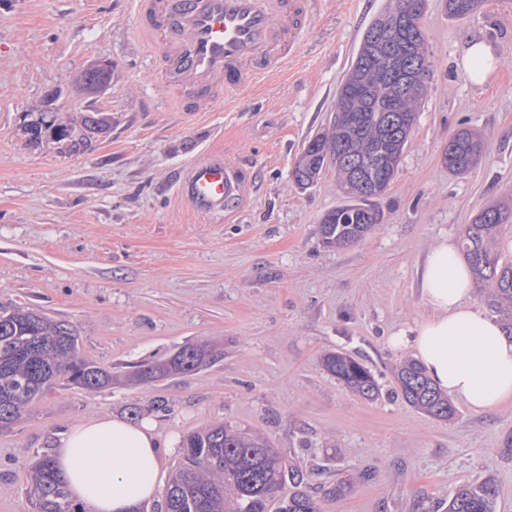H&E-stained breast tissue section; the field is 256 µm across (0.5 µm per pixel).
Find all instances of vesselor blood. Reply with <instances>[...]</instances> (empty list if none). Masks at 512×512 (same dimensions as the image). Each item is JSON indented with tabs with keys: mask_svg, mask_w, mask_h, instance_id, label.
Instances as JSON below:
<instances>
[{
	"mask_svg": "<svg viewBox=\"0 0 512 512\" xmlns=\"http://www.w3.org/2000/svg\"><path fill=\"white\" fill-rule=\"evenodd\" d=\"M132 37L158 63V78L179 111L231 101L269 74L287 68L318 0H129ZM250 178L212 154L176 181L179 197L204 217L229 216Z\"/></svg>",
	"mask_w": 512,
	"mask_h": 512,
	"instance_id": "1",
	"label": "vessel or blood"
}]
</instances>
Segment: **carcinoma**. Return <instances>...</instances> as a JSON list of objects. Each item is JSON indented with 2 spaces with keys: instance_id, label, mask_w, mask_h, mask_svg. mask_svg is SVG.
Returning a JSON list of instances; mask_svg holds the SVG:
<instances>
[{
  "instance_id": "1",
  "label": "carcinoma",
  "mask_w": 512,
  "mask_h": 512,
  "mask_svg": "<svg viewBox=\"0 0 512 512\" xmlns=\"http://www.w3.org/2000/svg\"><path fill=\"white\" fill-rule=\"evenodd\" d=\"M484 0H447L448 14L464 17L476 12ZM425 0H396L387 11L391 21L404 27L391 54V74L378 76L375 44L389 36V28L376 19L363 35L355 61L336 99V120L331 131L310 138L296 161L292 178L300 187L314 182L327 162H332L350 203L327 213L320 224L323 243L347 246L362 240L376 226L378 210L373 199L384 193L380 186L396 172L413 129L426 86L402 88L400 73L406 66L428 60L422 32L413 25L424 15ZM111 72L88 68L77 78L81 91L104 87ZM46 97L44 109L24 125L32 144L48 139L76 153L92 138L107 134L110 114L81 113L66 122ZM482 140L461 129L448 139L443 155L448 172L461 175L477 163ZM508 209L491 206L468 225L462 248L475 278L490 285L487 305L512 334V263H501L488 247L501 225L509 222ZM79 336L73 325L50 320L18 307L0 314V429L18 423L27 406L61 384L96 390L112 385V373L78 356ZM223 356L215 347L189 344L169 358L136 363L127 374L131 383L150 382L192 371ZM325 370L356 394L374 399L379 384L371 371L350 355L334 352L322 359ZM404 400L436 419L449 420L455 407L433 386L422 367L403 363L396 374ZM301 470L286 465L268 438L249 434L229 423H216L189 434L182 442L181 460L166 488L165 512H317L314 498L301 490ZM293 491L284 493L286 486ZM29 495L35 512H86L73 500L57 475L50 456H42L30 472ZM495 488L462 485L448 499L447 512H493Z\"/></svg>"
}]
</instances>
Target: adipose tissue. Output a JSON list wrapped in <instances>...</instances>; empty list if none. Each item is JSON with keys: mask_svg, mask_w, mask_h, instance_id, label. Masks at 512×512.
<instances>
[{"mask_svg": "<svg viewBox=\"0 0 512 512\" xmlns=\"http://www.w3.org/2000/svg\"><path fill=\"white\" fill-rule=\"evenodd\" d=\"M472 274L451 238L428 253L421 292L430 318L392 336L412 352L440 390L477 413L512 400V337L471 301ZM154 427L101 416L56 441L55 468L87 512H135L153 497L161 466Z\"/></svg>", "mask_w": 512, "mask_h": 512, "instance_id": "obj_1", "label": "adipose tissue"}]
</instances>
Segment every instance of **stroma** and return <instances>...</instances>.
<instances>
[{"instance_id": "35a3bbf8", "label": "stroma", "mask_w": 512, "mask_h": 512, "mask_svg": "<svg viewBox=\"0 0 512 512\" xmlns=\"http://www.w3.org/2000/svg\"><path fill=\"white\" fill-rule=\"evenodd\" d=\"M394 0H322L297 61L230 103L170 106L156 62L132 39L122 0H0V312L30 307L73 324L79 354L112 386H62L0 430V512H32V464L71 426L98 416L154 422L162 472L185 435L230 422L269 438L308 477L319 512H428L463 484H492L494 512H512V401L492 413L457 403L444 421L411 407L396 384L406 352L390 336L431 315L420 288L427 253L461 239L486 207L512 209V0H486L464 18L426 0L428 91L363 240L322 242L324 215L342 205L334 166L311 186L292 167L327 131L336 93L373 20ZM500 58L480 85L458 66L468 39ZM99 61L112 82L74 88ZM58 92L66 119L97 109L108 135L77 153L30 144L23 129ZM468 128L483 149L466 174L443 151ZM209 152L248 168L253 184L227 219H203L177 198V172ZM206 342L222 359L131 384V365ZM332 352L367 366L376 399L322 366ZM347 479L340 496L325 488Z\"/></svg>"}]
</instances>
